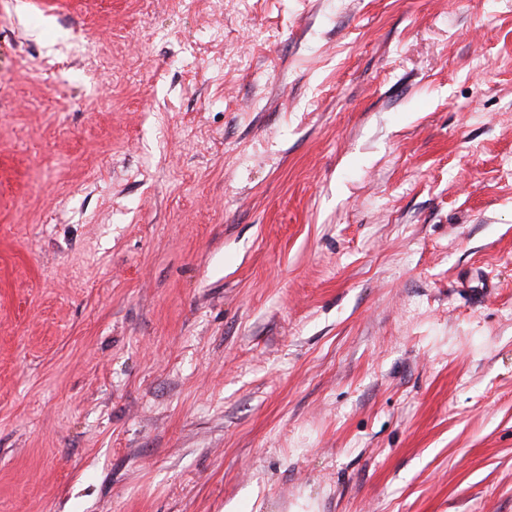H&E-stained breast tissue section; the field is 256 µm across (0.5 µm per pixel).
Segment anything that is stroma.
I'll use <instances>...</instances> for the list:
<instances>
[{
    "instance_id": "1",
    "label": "stroma",
    "mask_w": 512,
    "mask_h": 512,
    "mask_svg": "<svg viewBox=\"0 0 512 512\" xmlns=\"http://www.w3.org/2000/svg\"><path fill=\"white\" fill-rule=\"evenodd\" d=\"M512 512V0H0V512Z\"/></svg>"
}]
</instances>
